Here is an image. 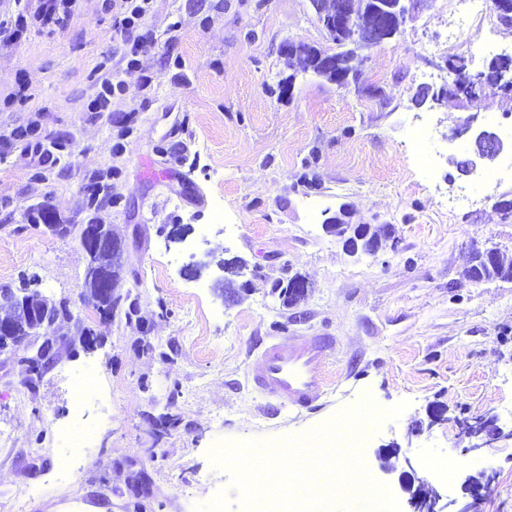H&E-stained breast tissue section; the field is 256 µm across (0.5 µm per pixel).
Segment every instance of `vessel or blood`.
<instances>
[{
    "label": "vessel or blood",
    "instance_id": "1",
    "mask_svg": "<svg viewBox=\"0 0 512 512\" xmlns=\"http://www.w3.org/2000/svg\"><path fill=\"white\" fill-rule=\"evenodd\" d=\"M335 348V337L322 334L270 340L258 347L249 362L250 383L278 408L314 410L327 386L326 371Z\"/></svg>",
    "mask_w": 512,
    "mask_h": 512
}]
</instances>
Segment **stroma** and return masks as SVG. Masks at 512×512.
<instances>
[{"mask_svg": "<svg viewBox=\"0 0 512 512\" xmlns=\"http://www.w3.org/2000/svg\"><path fill=\"white\" fill-rule=\"evenodd\" d=\"M407 8L400 34L341 87L283 52L288 41L336 52L310 0H157L153 45L121 75L129 109L111 114L81 108L116 51L102 0H77L60 26L28 22L19 41L0 37V131L29 130L0 140V286L35 279L73 313L41 377L0 353V506L210 512L219 498L233 512L240 496L214 448L305 436L369 396L381 411L408 403L363 450L401 512L423 483L464 500L475 475L476 512H512V282L464 276L472 247L512 256V213L500 208L512 177L458 176L470 146L452 136L475 113L511 124L512 95L416 102L447 82L449 58L476 72L512 55V27L463 22L457 0ZM415 126L431 133L430 178L409 148ZM37 145L48 156L31 155ZM96 176L119 196L100 216L125 244L130 319L82 303L76 235L28 218L48 203L58 223H82ZM342 209L351 223L390 225L385 248L348 253L323 224ZM234 257L257 273L230 292L218 263ZM296 275L308 290L290 306L272 287ZM81 328L97 348L75 346ZM297 332L336 338L329 385L316 410L277 411L248 381L249 354ZM80 377L95 385L78 412ZM437 408L446 419L434 424ZM479 416L504 436L472 451L457 421ZM77 418L96 439L69 476L53 427Z\"/></svg>", "mask_w": 512, "mask_h": 512, "instance_id": "35a3bbf8", "label": "stroma"}]
</instances>
